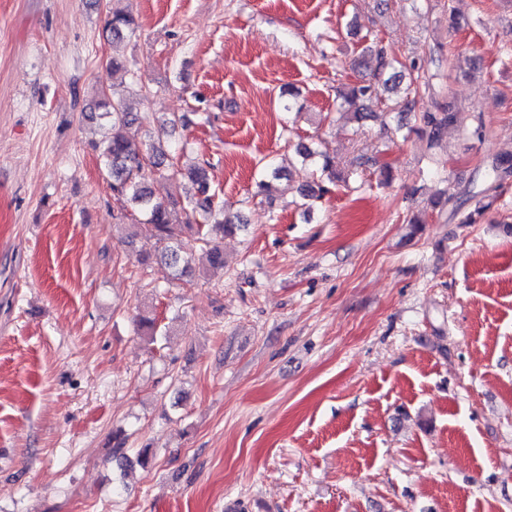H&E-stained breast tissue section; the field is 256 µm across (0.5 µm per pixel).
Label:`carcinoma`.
<instances>
[{"instance_id": "1", "label": "carcinoma", "mask_w": 512, "mask_h": 512, "mask_svg": "<svg viewBox=\"0 0 512 512\" xmlns=\"http://www.w3.org/2000/svg\"><path fill=\"white\" fill-rule=\"evenodd\" d=\"M134 20L121 11H114L107 21L111 39L120 40L133 29ZM375 61V82L347 86L338 92L340 103L356 106L354 117L359 121L371 117L370 104L381 97V92L395 94L387 103L386 108L391 112H411L416 105L418 87L414 81L403 83L405 73L403 63L398 57L390 54L383 46L369 45L365 48ZM90 111L98 113L99 118L106 122V132L97 146L102 162L112 176V193L117 199L129 204L140 215L138 223L131 225L129 238L140 235L156 238L164 244L162 259L171 269L176 280L192 281L196 275V267L192 263V255L188 252V242L185 234L192 233V238L208 246L206 259L210 267L221 268L224 258L220 248L212 243V235H233L245 229L242 222L224 215V211L214 205L213 195L209 194L207 170L199 165L182 170L171 167L169 177L181 176L187 179L195 188L194 195L182 207L185 220L178 217L177 203L167 202L156 196L152 187L153 179L148 174L149 169H159L170 159V152L163 143H152L144 149L136 140L133 128L143 124L144 117L129 110L126 96L117 91L112 95L92 102ZM456 122V113L442 109L438 112L420 113L422 131L430 142L438 143L448 128ZM296 154L307 161L316 160L320 176L333 183L336 181V163L319 151L306 145H299ZM324 187L315 188L311 185L302 186L298 193L301 199L299 206L311 208L312 202L322 197Z\"/></svg>"}]
</instances>
